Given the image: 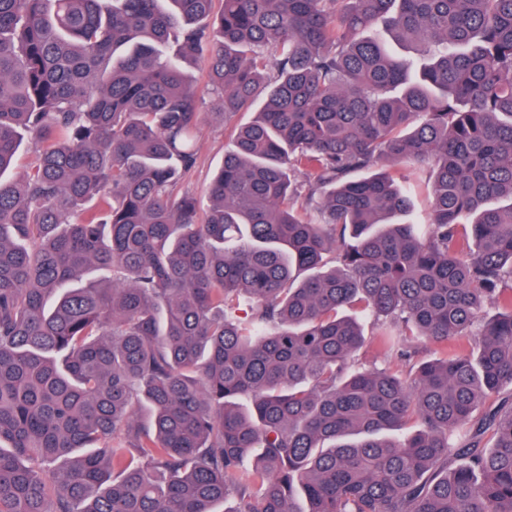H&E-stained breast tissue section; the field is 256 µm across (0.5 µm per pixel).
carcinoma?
<instances>
[{
  "mask_svg": "<svg viewBox=\"0 0 512 512\" xmlns=\"http://www.w3.org/2000/svg\"><path fill=\"white\" fill-rule=\"evenodd\" d=\"M0 512H512V0H0ZM231 125L224 124V118L210 115L199 140L196 167L186 180V186L197 195L204 194L212 172L224 161V150L230 144ZM364 327H365V335L367 338L366 345L360 352V358L363 364L367 366L371 365L372 362H376L378 367H390V368H399L401 365L400 356L396 353L390 354L386 357L378 355L376 346L371 343L370 340V319L364 318Z\"/></svg>",
  "mask_w": 512,
  "mask_h": 512,
  "instance_id": "1",
  "label": "carcinoma"
}]
</instances>
